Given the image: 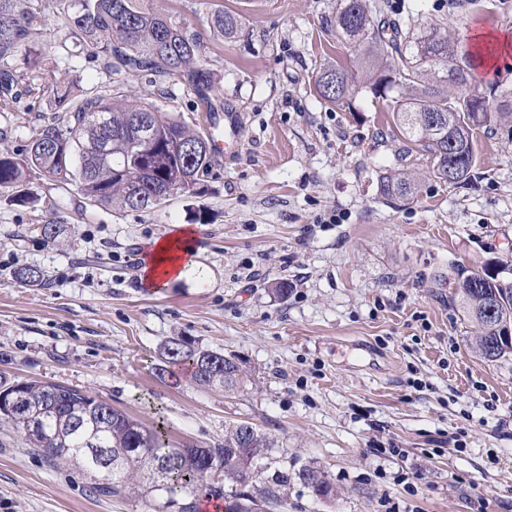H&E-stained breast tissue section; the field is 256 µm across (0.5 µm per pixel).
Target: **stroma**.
<instances>
[{"mask_svg": "<svg viewBox=\"0 0 512 512\" xmlns=\"http://www.w3.org/2000/svg\"><path fill=\"white\" fill-rule=\"evenodd\" d=\"M155 6L197 33L207 90L106 71L42 0L47 71L34 76L13 57L17 96L0 100V151L23 152L62 123L57 84L76 97L122 86L193 130H206L209 114L237 113V148L197 193L143 211L86 204L37 172L23 186L35 204L0 190V379L86 391L145 426L165 423L176 447L221 446L234 424L260 428L276 442L270 469L292 475L278 512H512V359L472 352L477 327L452 283L461 266L512 268V123L480 139L470 179L448 185L426 157H404L370 94L349 112L314 92L321 66L355 54L327 28L338 0ZM219 7L243 16L223 45L206 21ZM366 7L375 19L423 10V24L441 20L463 43L478 29L512 39V0ZM400 168L419 192L394 207L378 178ZM48 222L62 225L59 237L42 236ZM180 224L196 231V274L145 287L149 242ZM23 266L41 269L45 287L17 280ZM174 337L237 355L249 382L229 395L173 368L158 377L159 348ZM306 466L330 474L332 501L298 479ZM92 485L0 417V512H148L140 498L100 497Z\"/></svg>", "mask_w": 512, "mask_h": 512, "instance_id": "35a3bbf8", "label": "stroma"}]
</instances>
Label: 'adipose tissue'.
Here are the masks:
<instances>
[{"label": "adipose tissue", "mask_w": 512, "mask_h": 512, "mask_svg": "<svg viewBox=\"0 0 512 512\" xmlns=\"http://www.w3.org/2000/svg\"><path fill=\"white\" fill-rule=\"evenodd\" d=\"M195 242L194 230L183 227L172 236L154 241L150 262L143 270L142 279L146 286L164 288L189 276L196 267Z\"/></svg>", "instance_id": "adipose-tissue-1"}]
</instances>
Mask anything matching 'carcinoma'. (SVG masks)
<instances>
[{"label":"carcinoma","instance_id":"1","mask_svg":"<svg viewBox=\"0 0 512 512\" xmlns=\"http://www.w3.org/2000/svg\"><path fill=\"white\" fill-rule=\"evenodd\" d=\"M58 13L69 17L74 32L91 44L107 67L120 72L183 81L196 90L209 85L210 72L200 67V42L178 18L149 6L146 0H54ZM32 0H0V95L10 94L14 74L8 59L23 51L33 68L43 60L33 28ZM419 16L374 20L365 0H340L335 22L336 40L357 52L355 69L323 67L315 82L317 95L327 104L353 109V98L368 92L382 101L406 143V153L430 160L432 174L448 184L471 177L480 134L512 121L484 98L477 107L468 91L470 71L479 54L434 22L418 26ZM209 28L223 39L236 37L242 16L217 9L207 16ZM67 112L63 126L42 128L20 154L0 153V188H20L32 171L64 190L73 185L92 205L117 204L139 211L162 203L159 195L197 192L210 175L211 145L176 117L161 115L152 104L125 95H94L76 99L69 88L55 89ZM109 118L105 134L108 165L95 160L89 148L90 119ZM145 121L155 138L144 144L129 135L134 121ZM148 163L141 165L139 159ZM379 192L389 203L405 202L418 193V183L404 170L380 175ZM486 280L467 268L457 270L455 297L463 316L475 321L479 334L472 343L476 355L488 361L512 357V344L498 326L512 321V277L483 272ZM168 364L187 367L191 380L204 388L237 392L248 381L240 358L224 359V352L194 348L182 339L164 344ZM5 393L0 417L9 419L55 464L77 462L94 480L101 496H124L134 486L152 512H198L197 492L209 479L211 495L224 500V512H272L285 503L288 472L265 476L262 454L275 447L261 429L238 424L224 432L218 448H172L167 429L145 428L125 412L87 392L35 380L0 381ZM112 453V476L101 475V452ZM297 476L323 499L332 491L327 473L307 467Z\"/></svg>","mask_w":512,"mask_h":512}]
</instances>
